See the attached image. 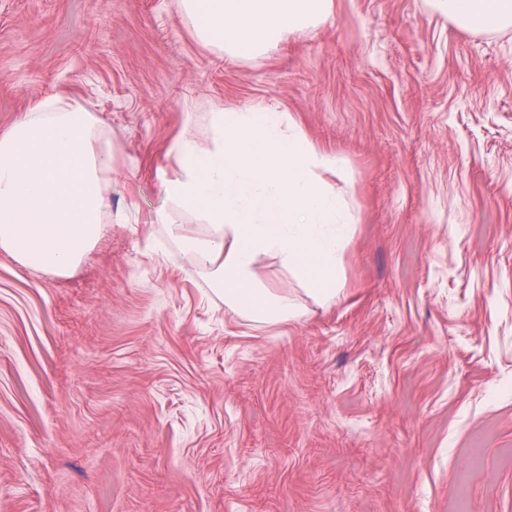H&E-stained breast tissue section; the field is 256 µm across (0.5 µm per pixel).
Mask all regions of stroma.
I'll use <instances>...</instances> for the list:
<instances>
[{"label":"stroma","instance_id":"obj_1","mask_svg":"<svg viewBox=\"0 0 512 512\" xmlns=\"http://www.w3.org/2000/svg\"><path fill=\"white\" fill-rule=\"evenodd\" d=\"M112 131L69 275L0 250V512H512V25L334 0L256 57L174 0H0V134L47 97ZM277 107L343 161V289L257 324L156 222L189 115Z\"/></svg>","mask_w":512,"mask_h":512}]
</instances>
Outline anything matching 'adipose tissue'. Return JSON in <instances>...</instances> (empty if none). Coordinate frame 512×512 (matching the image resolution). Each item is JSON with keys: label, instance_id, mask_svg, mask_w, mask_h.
<instances>
[{"label": "adipose tissue", "instance_id": "adipose-tissue-1", "mask_svg": "<svg viewBox=\"0 0 512 512\" xmlns=\"http://www.w3.org/2000/svg\"><path fill=\"white\" fill-rule=\"evenodd\" d=\"M458 24H512V0H432ZM203 41L254 56L290 33L325 21L333 0H180ZM172 147L179 172L164 179L169 208L157 221L215 294L258 323L298 310L264 288L268 257L317 303L341 290L338 257L351 218L330 184L335 155L317 150L272 106L211 112ZM112 137L79 101L52 96L0 134V250L22 265L71 273L112 221ZM193 215L177 222L174 210Z\"/></svg>", "mask_w": 512, "mask_h": 512}]
</instances>
